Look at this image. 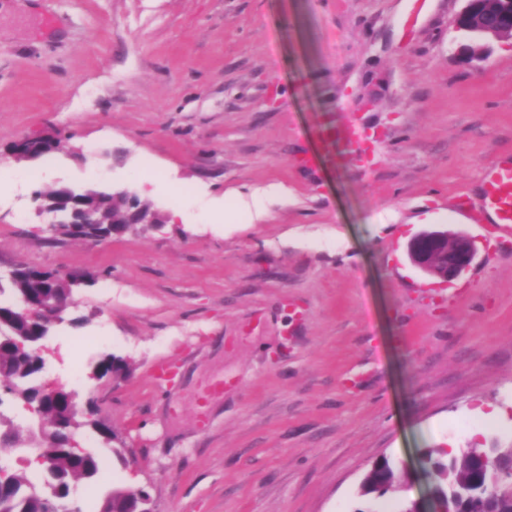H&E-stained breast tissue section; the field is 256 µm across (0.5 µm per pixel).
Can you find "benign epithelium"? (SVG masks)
<instances>
[{
	"instance_id": "1",
	"label": "benign epithelium",
	"mask_w": 512,
	"mask_h": 512,
	"mask_svg": "<svg viewBox=\"0 0 512 512\" xmlns=\"http://www.w3.org/2000/svg\"><path fill=\"white\" fill-rule=\"evenodd\" d=\"M465 6L456 16L454 28L465 34L469 43L460 45L458 53L466 63L481 62L485 57V43L492 39L512 35V0H464ZM32 137H22L16 140L10 148V155L17 162L30 161L27 144ZM117 198L122 200L123 207L119 215L106 220L103 211L81 205L68 207L62 202H52L48 197L35 194L33 200L37 203V211L51 215V223L56 233L61 232L62 224H77L82 230L90 233L88 241L102 242L111 236L99 232L100 225L112 222L114 224H159L157 215L146 217L138 206L135 195L127 191L110 192L96 188L83 190L71 187H61L60 197L70 200H84L85 197ZM407 256L411 264L422 273L448 282L459 277L472 265L476 257V248L472 240L463 234H450L443 230L423 231L415 235L407 245ZM71 303L68 294H50L38 298L30 296L25 299L19 318L28 324H38L42 327V335L34 342L26 336H12L5 340L11 348L20 354H27L36 366V374H41L45 363L41 357L42 341L46 338L52 325L61 322L60 313ZM34 410L43 412V406L51 404H66V417L72 429L81 426L80 415L74 402V394L61 387H52L47 383L37 385V392L32 399ZM512 492V468L498 470L487 488L491 496L501 492ZM429 504L422 500L411 502L408 512H456V509L441 505L433 498H428Z\"/></svg>"
}]
</instances>
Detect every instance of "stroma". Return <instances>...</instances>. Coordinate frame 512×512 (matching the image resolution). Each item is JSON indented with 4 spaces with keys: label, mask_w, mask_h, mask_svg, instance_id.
<instances>
[{
    "label": "stroma",
    "mask_w": 512,
    "mask_h": 512,
    "mask_svg": "<svg viewBox=\"0 0 512 512\" xmlns=\"http://www.w3.org/2000/svg\"><path fill=\"white\" fill-rule=\"evenodd\" d=\"M463 6L0 0V170L30 176L0 198V275L81 276L43 378L117 435H73L105 471L77 483L82 512L128 487L154 512H355L384 456L418 473L372 504L399 512L424 450L512 444V236L461 296L406 253L425 230L478 238L455 197L512 151V39L463 62ZM23 135L62 147L18 164ZM62 184L131 191L163 221L63 237L32 201ZM271 185L287 195L252 222L237 195ZM107 354L125 374L94 377Z\"/></svg>",
    "instance_id": "35a3bbf8"
}]
</instances>
